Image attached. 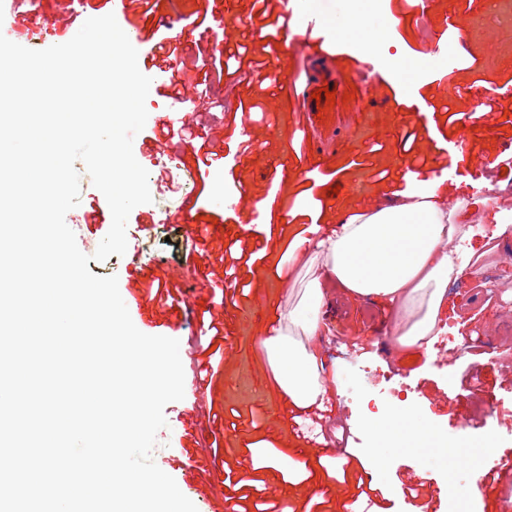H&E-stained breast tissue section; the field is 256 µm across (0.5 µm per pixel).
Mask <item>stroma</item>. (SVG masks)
Instances as JSON below:
<instances>
[{
    "instance_id": "stroma-1",
    "label": "stroma",
    "mask_w": 512,
    "mask_h": 512,
    "mask_svg": "<svg viewBox=\"0 0 512 512\" xmlns=\"http://www.w3.org/2000/svg\"><path fill=\"white\" fill-rule=\"evenodd\" d=\"M254 2L158 0L149 12L133 4L136 23L156 24L177 44L179 53L168 65L184 89L172 94L155 76L148 44L138 45V66L152 83L148 118L133 152L151 176L152 201L128 218L126 255L93 261L112 215L88 222L101 193L84 163L74 164L80 203L66 223L90 257V272L117 276L135 326L178 339L189 377L201 358L190 337H201L208 323L221 334L209 390L166 405L167 426L152 458L198 512H225L229 503L257 512L263 502L286 512H346L360 478L374 487L376 512H447L437 494L444 483L453 488L456 512H498L500 502H512V479L488 492L464 486L459 474L443 472L435 448L437 437L446 438L478 471L512 457V253L472 238L476 263L509 290L501 302L481 277L465 273L449 281L447 301L462 316L456 331L472 345L442 369L425 350L395 347L383 328L390 310L332 290L335 321L318 341L320 373L327 380L340 377L343 396L327 413L291 402L260 341L278 331L302 337L288 314L323 274L324 257L314 253L307 265L294 259L296 237L332 234L339 217L371 213L394 191L416 189L435 175L443 177L440 191L452 204H472L482 183L512 198V165L497 164L512 157V90L502 89L512 80V0H429L430 32L448 35L451 53L443 62L431 59L411 0H366L361 22L381 25L392 14L400 19L395 36L406 69L398 78L392 64L359 60L356 32L338 29L332 14L325 18L324 41L299 57L304 31L297 26L296 0H269V10L286 17L272 32ZM82 24L67 0H36L16 40L33 46L32 32L40 26L44 46L62 44ZM214 52L224 75L211 81V95L229 97L234 106L208 121L211 96L195 88L203 78L197 56ZM322 86L340 97L333 107L336 139L329 143L319 140L308 118V97ZM348 90L355 94L349 101L343 98ZM452 112L457 121H449ZM166 113L179 114L203 137L212 160L198 163L192 143L163 132L158 118ZM180 180L201 223L176 216L184 198L166 185ZM333 184L343 185V192L329 195ZM217 188L232 200L221 212L211 207ZM235 240L250 250L267 247L253 273L236 281L225 276L222 261ZM376 370L410 387L404 407L430 422L436 436L398 441L386 466L372 471L364 457L373 441L356 402L371 390ZM325 417L351 428L347 443L332 452L305 430ZM344 459L352 478H342L337 468Z\"/></svg>"
}]
</instances>
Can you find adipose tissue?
Here are the masks:
<instances>
[{
	"mask_svg": "<svg viewBox=\"0 0 512 512\" xmlns=\"http://www.w3.org/2000/svg\"><path fill=\"white\" fill-rule=\"evenodd\" d=\"M440 178L424 181L422 187L405 193L368 215L342 220L336 235L319 240L317 249L326 265L350 297L378 298L397 310L392 332L403 348L422 347L438 321L451 278L464 272L448 244L465 212L448 206L438 189ZM309 340L327 329L326 295L320 282H313L306 306L292 315ZM279 382L300 407L315 404L326 392L320 378L316 350L296 346L279 336L268 337ZM375 449L367 457L369 468H384L385 451L397 438L414 439L430 434L428 422L417 420L405 408L382 414L369 422Z\"/></svg>",
	"mask_w": 512,
	"mask_h": 512,
	"instance_id": "obj_1",
	"label": "adipose tissue"
}]
</instances>
